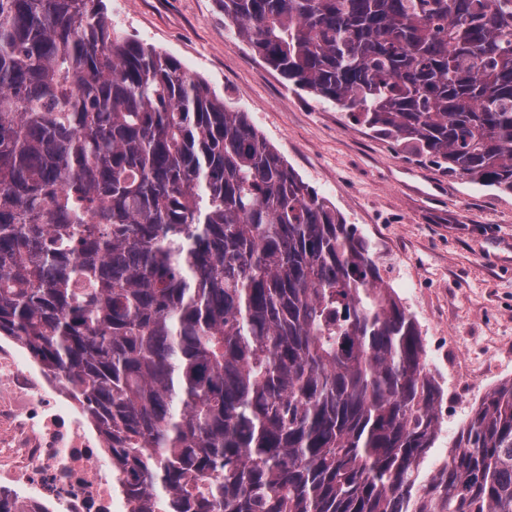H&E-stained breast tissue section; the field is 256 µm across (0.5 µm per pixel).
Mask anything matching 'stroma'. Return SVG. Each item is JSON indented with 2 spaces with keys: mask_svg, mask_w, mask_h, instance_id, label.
I'll list each match as a JSON object with an SVG mask.
<instances>
[{
  "mask_svg": "<svg viewBox=\"0 0 512 512\" xmlns=\"http://www.w3.org/2000/svg\"><path fill=\"white\" fill-rule=\"evenodd\" d=\"M112 25L177 59L250 122L369 244L415 319L443 396L420 481L483 398L512 379V193L448 175L286 82L224 19V0H104ZM448 349L431 351L432 340Z\"/></svg>",
  "mask_w": 512,
  "mask_h": 512,
  "instance_id": "1",
  "label": "stroma"
}]
</instances>
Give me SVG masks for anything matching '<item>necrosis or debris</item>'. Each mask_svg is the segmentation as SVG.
I'll return each mask as SVG.
<instances>
[{"label":"necrosis or debris","mask_w":512,"mask_h":512,"mask_svg":"<svg viewBox=\"0 0 512 512\" xmlns=\"http://www.w3.org/2000/svg\"><path fill=\"white\" fill-rule=\"evenodd\" d=\"M65 383L0 340V500L10 512H130Z\"/></svg>","instance_id":"necrosis-or-debris-1"}]
</instances>
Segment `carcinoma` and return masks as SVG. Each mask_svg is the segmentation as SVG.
<instances>
[{
  "instance_id": "1",
  "label": "carcinoma",
  "mask_w": 512,
  "mask_h": 512,
  "mask_svg": "<svg viewBox=\"0 0 512 512\" xmlns=\"http://www.w3.org/2000/svg\"><path fill=\"white\" fill-rule=\"evenodd\" d=\"M287 81L512 192V0H224ZM105 436L131 512H512V379L448 463L369 244L103 0H0V337Z\"/></svg>"
}]
</instances>
